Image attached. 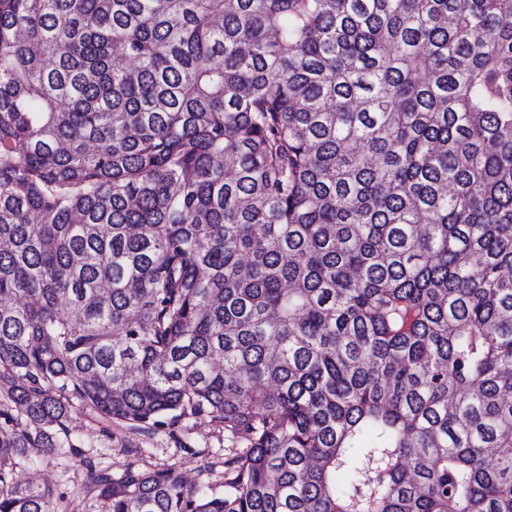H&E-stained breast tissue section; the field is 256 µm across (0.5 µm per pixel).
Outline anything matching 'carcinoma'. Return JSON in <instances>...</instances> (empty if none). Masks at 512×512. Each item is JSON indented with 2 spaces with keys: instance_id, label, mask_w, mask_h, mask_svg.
Masks as SVG:
<instances>
[{
  "instance_id": "cac0c4a2",
  "label": "carcinoma",
  "mask_w": 512,
  "mask_h": 512,
  "mask_svg": "<svg viewBox=\"0 0 512 512\" xmlns=\"http://www.w3.org/2000/svg\"><path fill=\"white\" fill-rule=\"evenodd\" d=\"M73 399L242 446L99 512H512V0H0V512Z\"/></svg>"
}]
</instances>
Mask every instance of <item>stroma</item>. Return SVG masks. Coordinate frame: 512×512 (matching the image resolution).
Segmentation results:
<instances>
[{"mask_svg":"<svg viewBox=\"0 0 512 512\" xmlns=\"http://www.w3.org/2000/svg\"><path fill=\"white\" fill-rule=\"evenodd\" d=\"M70 438L78 450L66 467L36 460L18 470L23 484H51L66 491L74 501L83 498L88 465L112 473L127 466L141 469L171 466L189 484L216 483L224 478V457L232 453L223 426L204 416H187L174 427H164L147 434H132L106 422L81 404L72 408Z\"/></svg>","mask_w":512,"mask_h":512,"instance_id":"35a3bbf8","label":"stroma"}]
</instances>
